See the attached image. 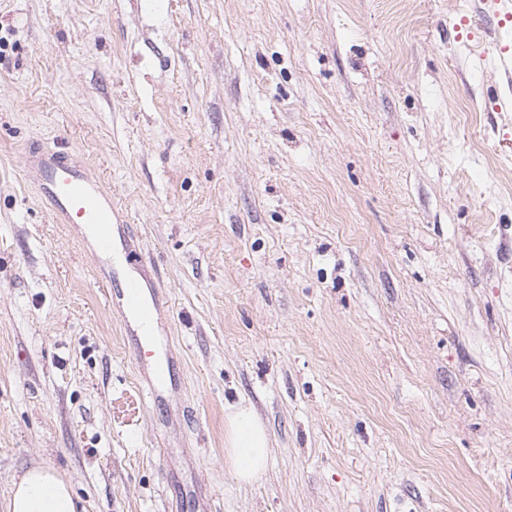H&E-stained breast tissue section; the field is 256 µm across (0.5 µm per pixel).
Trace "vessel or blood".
<instances>
[{
    "instance_id": "1",
    "label": "vessel or blood",
    "mask_w": 512,
    "mask_h": 512,
    "mask_svg": "<svg viewBox=\"0 0 512 512\" xmlns=\"http://www.w3.org/2000/svg\"><path fill=\"white\" fill-rule=\"evenodd\" d=\"M482 10L493 16L498 27H506L512 22V0H482ZM490 50L498 71L511 76L512 43L499 38L492 42ZM26 172L56 223L78 228L99 253L111 255L113 226L121 209L101 180L92 175L70 146L61 144L49 150L31 152L27 157ZM146 289L141 277L127 275L116 293L123 310L133 315L141 331L153 326L159 310L158 300L148 298Z\"/></svg>"
}]
</instances>
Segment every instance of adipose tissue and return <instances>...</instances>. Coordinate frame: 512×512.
I'll list each match as a JSON object with an SVG mask.
<instances>
[{
	"label": "adipose tissue",
	"mask_w": 512,
	"mask_h": 512,
	"mask_svg": "<svg viewBox=\"0 0 512 512\" xmlns=\"http://www.w3.org/2000/svg\"><path fill=\"white\" fill-rule=\"evenodd\" d=\"M226 457L242 482L248 483L266 469L270 436L254 411L238 405L225 423ZM5 512H76L69 482L52 469L35 465L15 481Z\"/></svg>",
	"instance_id": "1"
}]
</instances>
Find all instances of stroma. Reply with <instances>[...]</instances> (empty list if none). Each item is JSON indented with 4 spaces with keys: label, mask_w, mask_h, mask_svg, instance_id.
<instances>
[{
    "label": "stroma",
    "mask_w": 512,
    "mask_h": 512,
    "mask_svg": "<svg viewBox=\"0 0 512 512\" xmlns=\"http://www.w3.org/2000/svg\"><path fill=\"white\" fill-rule=\"evenodd\" d=\"M478 8L0 0V505L40 464L80 512H512V84ZM59 139L121 262L28 179ZM142 264L150 353L103 283ZM226 457L243 483H249L266 469L270 436L254 411L240 404L227 415Z\"/></svg>",
    "instance_id": "obj_1"
}]
</instances>
